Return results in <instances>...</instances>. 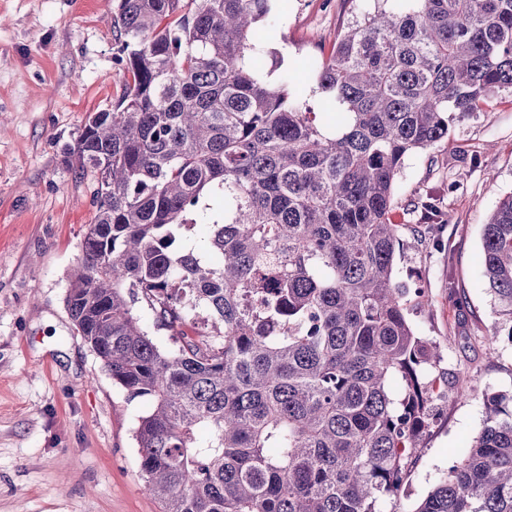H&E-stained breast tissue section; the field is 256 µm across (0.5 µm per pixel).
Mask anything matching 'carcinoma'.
<instances>
[{
	"label": "carcinoma",
	"instance_id": "carcinoma-1",
	"mask_svg": "<svg viewBox=\"0 0 512 512\" xmlns=\"http://www.w3.org/2000/svg\"><path fill=\"white\" fill-rule=\"evenodd\" d=\"M372 2L305 63L316 112L288 72L268 80L273 0H117L127 79L69 149L97 210L65 303L149 406L135 440L162 512H401L435 390H462L410 320L425 291L396 276L390 214L408 156L512 94V0ZM421 209L426 242L441 210ZM480 263L489 339L512 340V192ZM484 405L410 512H512V394Z\"/></svg>",
	"mask_w": 512,
	"mask_h": 512
}]
</instances>
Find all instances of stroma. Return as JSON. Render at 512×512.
Returning a JSON list of instances; mask_svg holds the SVG:
<instances>
[{"instance_id": "obj_1", "label": "stroma", "mask_w": 512, "mask_h": 512, "mask_svg": "<svg viewBox=\"0 0 512 512\" xmlns=\"http://www.w3.org/2000/svg\"><path fill=\"white\" fill-rule=\"evenodd\" d=\"M365 0H288L269 49L285 63L329 52ZM114 0H0V512H160L134 431L147 405L113 384L65 305L69 274L96 213L93 178L67 150L90 113L121 96ZM459 182L449 192L450 182ZM512 191V95L455 123L407 157L393 220L404 227L397 275L423 288L412 322L443 368L467 384L439 397L435 425L403 505L422 499L481 429L483 395L512 391V342L479 264L482 230ZM434 197L451 250L411 233L413 202ZM456 288L462 304L449 299Z\"/></svg>"}]
</instances>
